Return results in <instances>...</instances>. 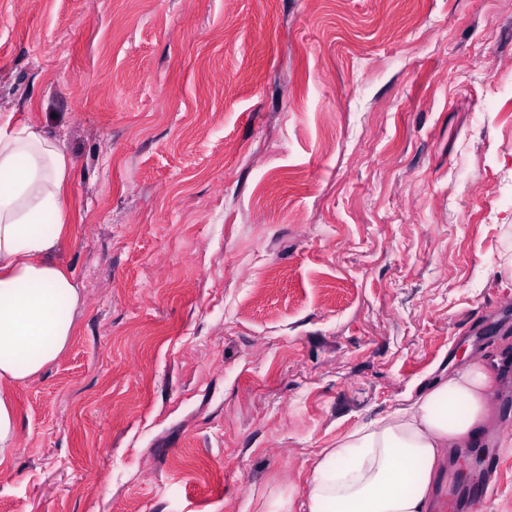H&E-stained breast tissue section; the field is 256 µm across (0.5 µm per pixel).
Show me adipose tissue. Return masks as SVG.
I'll return each instance as SVG.
<instances>
[{"instance_id": "ef3b65f1", "label": "adipose tissue", "mask_w": 512, "mask_h": 512, "mask_svg": "<svg viewBox=\"0 0 512 512\" xmlns=\"http://www.w3.org/2000/svg\"><path fill=\"white\" fill-rule=\"evenodd\" d=\"M70 162L59 140L0 116V464L15 450L9 387L35 379L69 345L82 284L54 255L69 231ZM493 364L473 357L406 408L356 428L314 463L300 512H433L453 452L491 424Z\"/></svg>"}]
</instances>
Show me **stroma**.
<instances>
[{
    "label": "stroma",
    "mask_w": 512,
    "mask_h": 512,
    "mask_svg": "<svg viewBox=\"0 0 512 512\" xmlns=\"http://www.w3.org/2000/svg\"><path fill=\"white\" fill-rule=\"evenodd\" d=\"M1 112L65 146L85 290L0 512H266L512 347V0H0ZM493 401L440 501L512 512Z\"/></svg>",
    "instance_id": "obj_1"
}]
</instances>
